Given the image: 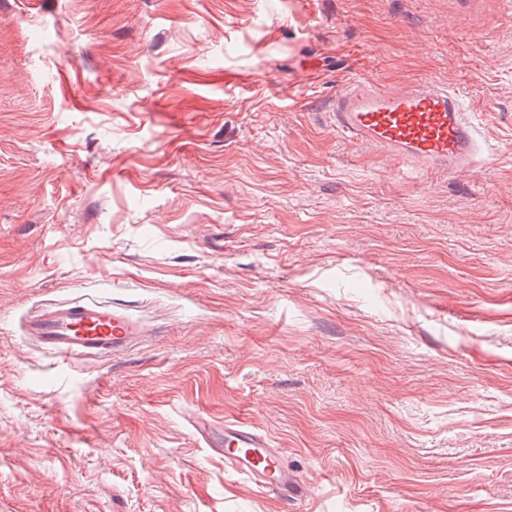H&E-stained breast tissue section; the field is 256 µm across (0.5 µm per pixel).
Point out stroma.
Masks as SVG:
<instances>
[{
  "mask_svg": "<svg viewBox=\"0 0 512 512\" xmlns=\"http://www.w3.org/2000/svg\"><path fill=\"white\" fill-rule=\"evenodd\" d=\"M362 74L446 83L493 162L336 134ZM79 297L152 336H23ZM0 512H512V0H0ZM25 336L61 357L103 358L128 351L151 336L128 309L92 300L50 306L22 324ZM191 426L212 452L224 457L233 470L246 474L257 486L284 497L308 492L305 482L281 460L279 448L247 421H224L218 425L209 417L195 415Z\"/></svg>",
  "mask_w": 512,
  "mask_h": 512,
  "instance_id": "35a3bbf8",
  "label": "stroma"
}]
</instances>
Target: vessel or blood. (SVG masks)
Here are the masks:
<instances>
[{"label":"vessel or blood","mask_w":512,"mask_h":512,"mask_svg":"<svg viewBox=\"0 0 512 512\" xmlns=\"http://www.w3.org/2000/svg\"><path fill=\"white\" fill-rule=\"evenodd\" d=\"M337 134L398 157L408 170L460 174L482 156L481 137L460 97L427 80L384 86L370 77L350 81L333 101ZM25 336L62 357L103 358L125 353L150 334L128 309L92 300L50 306L22 324ZM196 436L233 470L276 494L300 497L308 487L282 460L270 438L249 422L191 421Z\"/></svg>","instance_id":"obj_1"}]
</instances>
